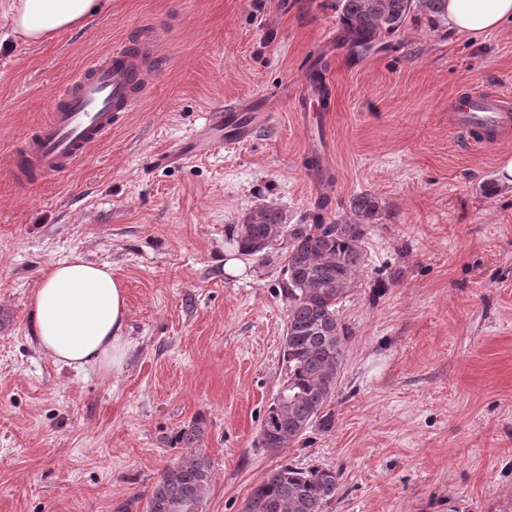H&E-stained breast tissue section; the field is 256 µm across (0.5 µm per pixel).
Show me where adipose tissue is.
<instances>
[{"label":"adipose tissue","instance_id":"adipose-tissue-1","mask_svg":"<svg viewBox=\"0 0 512 512\" xmlns=\"http://www.w3.org/2000/svg\"><path fill=\"white\" fill-rule=\"evenodd\" d=\"M112 0H14L13 34L33 43L105 15ZM450 31L472 41L512 24V0H447ZM38 349L76 371L121 372L130 340L126 290L109 266L75 257L47 266L30 299Z\"/></svg>","mask_w":512,"mask_h":512}]
</instances>
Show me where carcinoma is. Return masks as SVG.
I'll return each instance as SVG.
<instances>
[{"mask_svg": "<svg viewBox=\"0 0 512 512\" xmlns=\"http://www.w3.org/2000/svg\"><path fill=\"white\" fill-rule=\"evenodd\" d=\"M418 5L432 21H442L446 0H338L344 38L366 48L400 29L411 6ZM328 201L321 200L308 224H288L283 212L269 205L250 211L237 225L233 240L244 255L264 257L267 243L283 235L286 257L284 298L287 302L281 386L267 408L260 436L265 448H280L314 425L329 430L331 409L344 361L349 327L340 304L356 287L365 264L363 243L379 213L372 195L351 200L356 221L325 222ZM176 441L189 448L201 441L196 426L180 429ZM213 480L210 459L196 452L160 474L148 512H201ZM338 475L320 467L300 469L284 464L257 483L244 512H324L336 497Z\"/></svg>", "mask_w": 512, "mask_h": 512, "instance_id": "obj_1", "label": "carcinoma"}]
</instances>
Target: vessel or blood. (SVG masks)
Segmentation results:
<instances>
[{"label": "vessel or blood", "mask_w": 512, "mask_h": 512, "mask_svg": "<svg viewBox=\"0 0 512 512\" xmlns=\"http://www.w3.org/2000/svg\"><path fill=\"white\" fill-rule=\"evenodd\" d=\"M151 59L146 48L131 44L94 57L66 83L48 118L13 152L17 177L46 178L72 171L147 95ZM269 112L262 97L225 106L195 132L178 155L183 158L218 145L244 142ZM511 127L512 99L496 94L460 95L448 112L449 131L479 149L496 145Z\"/></svg>", "instance_id": "b4317fda"}]
</instances>
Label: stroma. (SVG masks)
<instances>
[{
	"label": "stroma",
	"mask_w": 512,
	"mask_h": 512,
	"mask_svg": "<svg viewBox=\"0 0 512 512\" xmlns=\"http://www.w3.org/2000/svg\"><path fill=\"white\" fill-rule=\"evenodd\" d=\"M0 0V512H147L200 422L202 512H244L288 463L339 475L325 512H512V130L472 150L448 129L464 92L512 97V25L479 42L410 12L383 49L341 45L336 0H112L47 44L11 37ZM161 31L148 98L73 171L17 179L14 145L89 59ZM327 64L330 182L316 183L303 82ZM267 125L237 149L170 161L224 103ZM376 197L329 431L262 447L284 377L285 256L238 252L256 206L303 223ZM106 264L127 295L122 372L75 371L35 346L29 298L48 264Z\"/></svg>",
	"instance_id": "stroma-1"
}]
</instances>
